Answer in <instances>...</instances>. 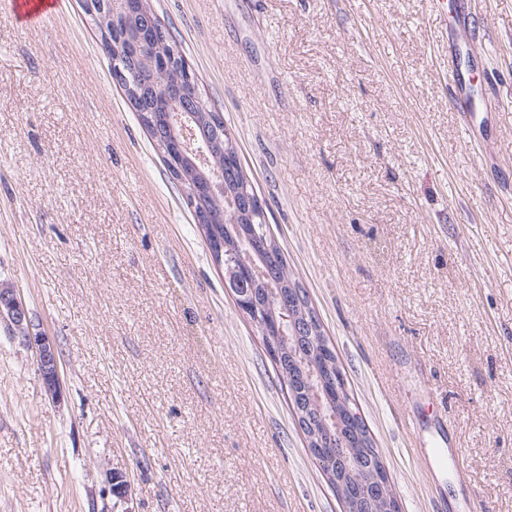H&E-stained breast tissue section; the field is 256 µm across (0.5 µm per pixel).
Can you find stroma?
I'll return each mask as SVG.
<instances>
[{
    "mask_svg": "<svg viewBox=\"0 0 512 512\" xmlns=\"http://www.w3.org/2000/svg\"><path fill=\"white\" fill-rule=\"evenodd\" d=\"M491 154L431 0H151L234 135L399 512H512V0H471ZM0 512H342L82 0H0ZM466 478H459L456 463ZM130 483L108 495L107 471ZM63 3V0H13L11 6L15 19L27 24L43 14L59 12ZM462 5L455 8L454 14H451V22L448 29L452 32L451 43L448 45V72H452L457 76H462L463 85L459 95H455L452 100V106L458 111L463 112L465 119L463 122V132L466 138V144L474 151L482 152L487 149L486 137L482 133V127L485 120L484 112L480 111L475 98L471 93V89L465 80L462 72L463 66V45L479 46L475 39V34L471 31L467 22L466 14L462 9ZM478 138L483 139L481 142ZM0 315L6 316L15 331L36 345L34 353L43 384L50 395H55L60 386L58 358L47 336H29L27 308L15 288L0 289Z\"/></svg>",
    "mask_w": 512,
    "mask_h": 512,
    "instance_id": "stroma-1",
    "label": "stroma"
}]
</instances>
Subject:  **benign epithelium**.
<instances>
[{
  "mask_svg": "<svg viewBox=\"0 0 512 512\" xmlns=\"http://www.w3.org/2000/svg\"><path fill=\"white\" fill-rule=\"evenodd\" d=\"M84 10L94 21L101 45L112 57V81L125 94L132 109L138 112L141 124L153 142L163 152L168 172L173 181L183 190V199L194 215L195 221L204 231L214 223L213 214L206 204V196L215 195L216 186L192 161L205 159L212 152L213 144H196L188 140L185 131L178 130L184 119L197 113L200 121L207 122L215 134H220L222 124L219 116L205 113L202 98L197 89V78L187 60L175 48L167 44L166 29L151 8L149 0H84ZM179 68L176 78L161 86H153L155 94L163 103L150 108L143 105L142 97L147 84L142 80L146 74H163ZM215 262L225 266L229 274L237 269L224 264V252L233 247L223 241L208 237ZM238 308L246 314L257 332L262 336L266 349L273 358L284 379H290L285 353L292 349L288 336L302 335L314 331L313 320L301 304L289 310V317H278L276 311L251 301L248 288L233 289ZM0 315L7 317L15 331L35 344V357L43 384L50 395H55L60 386L59 362L48 337L29 335L28 312L17 290L0 289ZM322 379L329 382L330 389L308 398V403L317 405L322 399H330L336 393V417L359 416L347 390L344 375L338 370L320 371ZM310 453L323 466L319 453L339 455L347 472L363 475L358 493L352 494L341 480H332L343 503L344 512H373L375 505L384 512H399V505L389 475L375 448H349L347 442L336 441L326 425L306 436ZM108 494L119 500L128 497L129 482L120 472L108 473Z\"/></svg>",
  "mask_w": 512,
  "mask_h": 512,
  "instance_id": "1",
  "label": "benign epithelium"
}]
</instances>
